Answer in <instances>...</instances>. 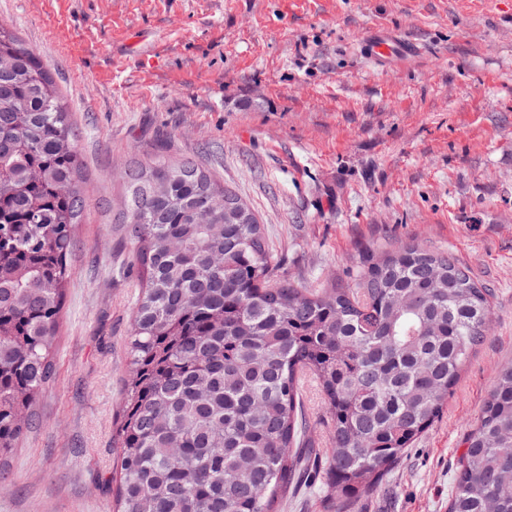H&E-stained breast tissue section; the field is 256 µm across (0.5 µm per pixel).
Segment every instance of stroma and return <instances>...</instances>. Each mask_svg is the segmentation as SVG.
<instances>
[{"mask_svg":"<svg viewBox=\"0 0 512 512\" xmlns=\"http://www.w3.org/2000/svg\"><path fill=\"white\" fill-rule=\"evenodd\" d=\"M77 130L78 219L55 374L0 454V512H113V435L138 282L124 168L194 159L255 210L288 279L353 285L369 254H452L491 329L442 414L351 512H448L497 372L512 364V0H0ZM378 33L402 50L380 66ZM306 441L332 433L313 379ZM318 477L278 512H328Z\"/></svg>","mask_w":512,"mask_h":512,"instance_id":"obj_1","label":"stroma"}]
</instances>
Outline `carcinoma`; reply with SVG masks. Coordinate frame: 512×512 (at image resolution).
<instances>
[{
    "label": "carcinoma",
    "mask_w": 512,
    "mask_h": 512,
    "mask_svg": "<svg viewBox=\"0 0 512 512\" xmlns=\"http://www.w3.org/2000/svg\"><path fill=\"white\" fill-rule=\"evenodd\" d=\"M78 172L61 92L0 25V453L54 374ZM122 223L141 287L115 512H276L306 463V372L332 428L328 496L373 491L490 330L489 289L417 244L368 256L353 288L293 287L251 207L190 160L128 168ZM449 512H512V366L467 435Z\"/></svg>",
    "instance_id": "carcinoma-1"
}]
</instances>
